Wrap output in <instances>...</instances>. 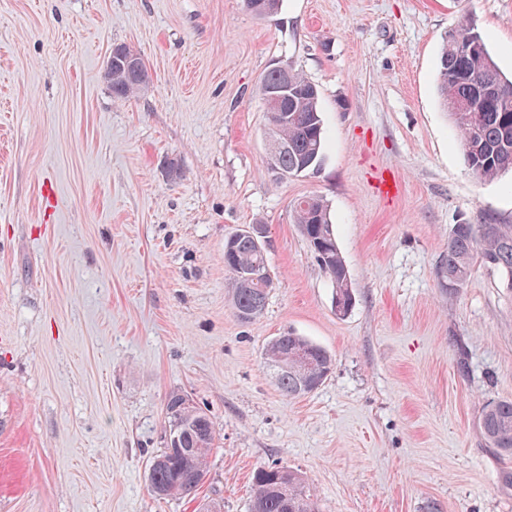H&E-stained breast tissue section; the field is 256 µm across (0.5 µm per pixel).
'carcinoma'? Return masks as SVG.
I'll list each match as a JSON object with an SVG mask.
<instances>
[{"mask_svg": "<svg viewBox=\"0 0 512 512\" xmlns=\"http://www.w3.org/2000/svg\"><path fill=\"white\" fill-rule=\"evenodd\" d=\"M471 41L468 51L460 45ZM145 65L129 48H112V94L127 98L145 83ZM497 89L501 95L487 99L481 112H460L456 104ZM437 89L443 109L456 125L466 167L481 180L512 172V80L505 78L481 35L468 25L446 36L440 56ZM260 91L268 113L282 121L269 128L277 143L273 158L284 177L320 167L325 131L316 86L289 64L270 68ZM298 224L309 248L335 287L336 312L346 313L354 302L351 279L336 241L327 206L317 196H307L294 205ZM478 264L503 272L512 282V225L456 224L448 236V252L439 261L437 278L444 288L467 286ZM224 266L229 273L232 308L237 319L249 323L265 309L269 289L258 283H244L246 271L268 268L264 246L257 245L247 231L224 242ZM309 350L313 362L309 375H300L294 351ZM268 366L288 361V367L274 373L279 392L299 398L317 390L329 375L332 358L321 346L292 331L284 332L265 347ZM185 395L172 392L167 398V423L185 422L178 447L164 446L155 456L159 463L149 470L151 492L163 498H180L199 487L196 479L207 476L208 456L216 431L210 416L198 405L183 407ZM481 433L489 447L512 456V399H500L485 406L480 418ZM254 499L251 512H317V506L302 477L278 465L261 466L252 477Z\"/></svg>", "mask_w": 512, "mask_h": 512, "instance_id": "1", "label": "carcinoma"}]
</instances>
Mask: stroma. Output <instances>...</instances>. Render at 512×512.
<instances>
[{"label": "stroma", "instance_id": "1", "mask_svg": "<svg viewBox=\"0 0 512 512\" xmlns=\"http://www.w3.org/2000/svg\"><path fill=\"white\" fill-rule=\"evenodd\" d=\"M465 19L511 75L512 0H282L266 18L244 0H0V512H250L271 463L319 512H512V457L478 426L512 399V283L436 276L453 225H512V173L472 175L437 92ZM118 44L147 68L128 98L105 77ZM277 63L316 85L326 135L320 167L288 178L260 93ZM308 195L352 281L344 314L293 222ZM248 224L273 286L243 324L224 240ZM289 330L333 358L293 400L265 364ZM174 391L216 441L197 491L161 499Z\"/></svg>", "mask_w": 512, "mask_h": 512}]
</instances>
